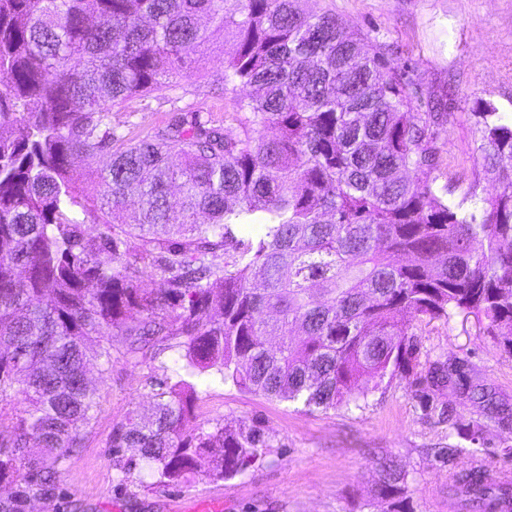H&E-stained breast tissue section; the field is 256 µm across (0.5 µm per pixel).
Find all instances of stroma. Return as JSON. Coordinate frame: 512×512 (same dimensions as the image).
Returning <instances> with one entry per match:
<instances>
[{
  "label": "stroma",
  "instance_id": "35a3bbf8",
  "mask_svg": "<svg viewBox=\"0 0 512 512\" xmlns=\"http://www.w3.org/2000/svg\"><path fill=\"white\" fill-rule=\"evenodd\" d=\"M346 31L381 47L419 111L437 103L450 112L448 134L438 142L437 187L450 200L468 189L485 197L480 179L476 112L491 101L512 123V0H319ZM172 105L155 94L115 113L127 136L162 124ZM181 354L127 360L124 342L112 349V368L94 375L97 407L81 431V446L58 478L59 493L40 501L43 512H384L377 497L378 461L392 460L406 474L413 512H457L448 488L462 468L480 465L492 475H512V427L496 412L512 414V355L505 353L475 317L423 323L405 373L369 390L359 405L327 411L299 402L239 391L221 380L196 378L194 411L201 421L260 426L271 445L262 463L228 481L199 472L187 486L119 483L126 453L112 450V429L131 411L150 412L154 384ZM464 362L493 407L471 400L456 384L429 388L430 364ZM479 421L477 440L458 435L459 423Z\"/></svg>",
  "mask_w": 512,
  "mask_h": 512
}]
</instances>
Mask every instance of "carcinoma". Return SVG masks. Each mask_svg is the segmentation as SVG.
<instances>
[{
  "label": "carcinoma",
  "mask_w": 512,
  "mask_h": 512,
  "mask_svg": "<svg viewBox=\"0 0 512 512\" xmlns=\"http://www.w3.org/2000/svg\"><path fill=\"white\" fill-rule=\"evenodd\" d=\"M228 41L219 70L190 57ZM193 76L236 129L179 110L119 132L113 112ZM476 116L495 192L466 208L475 193L435 189L448 113L414 111L378 48L308 0H0V512L55 497L95 407L87 364L109 371L119 336L133 358L184 338L185 375L112 430L131 451L124 479L145 469L163 486L202 468L233 479L269 448L258 427L196 422L189 377L347 406L405 371L417 324L455 314L486 320L511 355L512 124L490 101ZM104 155L89 191L75 160ZM142 264L163 288L141 287ZM428 375L485 398L459 361ZM379 472L388 512H407L405 474ZM453 493L512 512V483L482 467Z\"/></svg>",
  "instance_id": "obj_1"
}]
</instances>
